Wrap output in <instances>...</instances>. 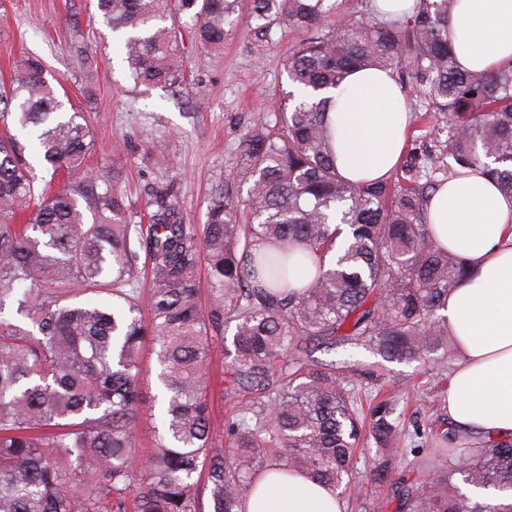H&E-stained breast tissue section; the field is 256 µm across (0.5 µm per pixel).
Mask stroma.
<instances>
[{"label":"stroma","instance_id":"1","mask_svg":"<svg viewBox=\"0 0 512 512\" xmlns=\"http://www.w3.org/2000/svg\"><path fill=\"white\" fill-rule=\"evenodd\" d=\"M298 37L282 28L270 36L239 26L222 50L204 52L183 45V81L178 92L151 91L127 78L113 47L112 32L94 0H0V77H9V56L37 53L64 87L77 111L86 113L95 141L87 165L91 171L119 169L127 214L139 223L147 191L175 183L186 221H204L211 184L232 169L243 128L259 114L273 115L289 89L283 55ZM93 52L97 67H82L83 51ZM222 339H214L207 375L212 446L225 449L224 424L232 415L224 400L228 365ZM159 367L154 355H143L142 387L146 397L139 430L138 456L147 459L162 432ZM431 362H388L386 383L399 393L406 414L403 453L392 460L395 478L411 473L405 455L417 445L415 430L427 415L416 408L415 384L427 382Z\"/></svg>","mask_w":512,"mask_h":512}]
</instances>
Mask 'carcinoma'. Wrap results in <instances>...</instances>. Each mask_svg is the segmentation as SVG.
<instances>
[{
	"label": "carcinoma",
	"mask_w": 512,
	"mask_h": 512,
	"mask_svg": "<svg viewBox=\"0 0 512 512\" xmlns=\"http://www.w3.org/2000/svg\"><path fill=\"white\" fill-rule=\"evenodd\" d=\"M457 0H416L381 18L368 0H97L129 79L177 87L183 31L224 47L241 16L266 36L304 33L283 59L293 91L271 120L239 138L205 222L188 224L175 187L152 190L148 223L132 224L112 179L85 169L93 134L68 111L38 57L12 63L0 86V313L9 303L38 334L0 318V512H242L256 478L300 472L350 502L359 450L397 512H512L464 489L512 492V437L465 446L453 428H424L411 481L392 476L402 429L398 395L355 387L312 349L350 345L382 360L433 359L455 346L441 314L466 274L431 237L427 208L444 182L478 170L512 197V62L460 67L448 42ZM395 72L420 111L392 174L352 183L336 169L328 90L350 73ZM67 183L49 193L10 128ZM447 133L432 139L433 131ZM207 267L201 280L199 269ZM210 297L201 304L202 289ZM102 297L95 304L75 299ZM233 329L224 398L237 413L227 450H211L203 394L211 341ZM155 347L163 433L134 467L143 349Z\"/></svg>",
	"instance_id": "obj_1"
}]
</instances>
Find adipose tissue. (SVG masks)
<instances>
[{
	"mask_svg": "<svg viewBox=\"0 0 512 512\" xmlns=\"http://www.w3.org/2000/svg\"><path fill=\"white\" fill-rule=\"evenodd\" d=\"M463 68L512 62V0H458L448 22ZM336 164L358 181L388 177L409 116L392 73H354L329 114ZM434 239L462 257L469 276L448 296L445 315L460 359L448 386L449 423L464 436H512V197L479 172L451 180L432 198ZM244 512H345L323 484L303 475L258 479Z\"/></svg>",
	"mask_w": 512,
	"mask_h": 512,
	"instance_id": "adipose-tissue-1",
	"label": "adipose tissue"
}]
</instances>
